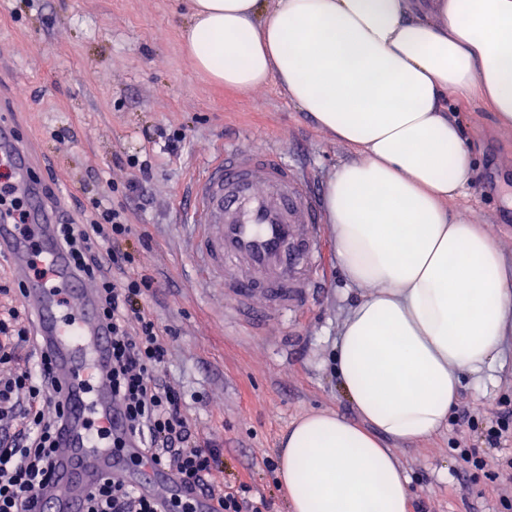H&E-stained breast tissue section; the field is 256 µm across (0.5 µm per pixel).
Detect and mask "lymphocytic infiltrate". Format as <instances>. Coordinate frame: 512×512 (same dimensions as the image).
Returning <instances> with one entry per match:
<instances>
[{"instance_id":"1","label":"lymphocytic infiltrate","mask_w":512,"mask_h":512,"mask_svg":"<svg viewBox=\"0 0 512 512\" xmlns=\"http://www.w3.org/2000/svg\"><path fill=\"white\" fill-rule=\"evenodd\" d=\"M138 172L125 187L110 184L119 200L90 198L86 222L64 218L59 236L77 273L94 283L101 317L112 333V393L124 406L127 428L112 445L124 448L137 440L147 461L171 472L187 492L160 500L107 476L89 493L86 512H195L199 498L211 501L212 512H272L251 484L228 491L214 482L220 453L198 443L184 412L185 394L165 378L169 349L142 303L153 280L125 271L135 261L123 248L132 233L126 201L147 199L151 163H139ZM33 342L25 310L0 309V512H23L25 501L46 482L62 416L52 401L48 358L20 354Z\"/></svg>"}]
</instances>
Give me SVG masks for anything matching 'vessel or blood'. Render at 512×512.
Returning <instances> with one entry per match:
<instances>
[{
	"instance_id": "b4317fda",
	"label": "vessel or blood",
	"mask_w": 512,
	"mask_h": 512,
	"mask_svg": "<svg viewBox=\"0 0 512 512\" xmlns=\"http://www.w3.org/2000/svg\"><path fill=\"white\" fill-rule=\"evenodd\" d=\"M42 161L14 120L0 116V172L26 196L27 228L0 212V258L24 286L22 302L36 319L40 347L51 355L50 381L61 386L65 422L58 434L48 482L28 503L29 512H84L88 492L102 477L129 479V461L142 458L137 445L120 450L100 444L97 432L125 430L120 403L109 382L112 338L97 314L93 289L71 272L57 234L60 221L46 182L35 173ZM190 222L196 228L195 258L224 285L225 315L239 317L253 300L265 316L253 328L305 305L316 294L315 267L323 231L316 199L276 149L236 146L207 165L191 189ZM46 260L52 282L35 278L34 259ZM151 496L179 494L168 472L145 481Z\"/></svg>"
}]
</instances>
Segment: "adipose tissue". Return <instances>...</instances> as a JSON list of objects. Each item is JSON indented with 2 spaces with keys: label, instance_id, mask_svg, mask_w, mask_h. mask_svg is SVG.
<instances>
[{
  "label": "adipose tissue",
  "instance_id": "adipose-tissue-1",
  "mask_svg": "<svg viewBox=\"0 0 512 512\" xmlns=\"http://www.w3.org/2000/svg\"><path fill=\"white\" fill-rule=\"evenodd\" d=\"M185 46L225 87L277 82L357 154L324 205L342 274L365 291L336 343L360 420L300 418L278 480L292 512H409L388 441L445 426L512 335V265L448 208L476 158L457 108L512 130V0H190Z\"/></svg>",
  "mask_w": 512,
  "mask_h": 512
}]
</instances>
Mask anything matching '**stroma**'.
Returning a JSON list of instances; mask_svg holds the SVG:
<instances>
[{
	"label": "stroma",
	"mask_w": 512,
	"mask_h": 512,
	"mask_svg": "<svg viewBox=\"0 0 512 512\" xmlns=\"http://www.w3.org/2000/svg\"><path fill=\"white\" fill-rule=\"evenodd\" d=\"M188 13L189 0H0V102L16 113L20 135L51 158L43 178L56 170L64 176L59 192L73 211L107 182H128V159L151 162L150 203L131 206L126 248L135 272L154 279L145 302L166 331L170 381L188 395L196 436L221 451L215 482H249L273 499L274 512H289L266 461L306 413L355 418L332 356L363 291L346 282L328 228L313 302L260 331L225 324L224 286L202 280L193 255L189 182L225 145L273 144L320 198L356 155L277 82L234 91L199 73L184 47ZM463 123L478 155L466 197L451 208L474 212L511 258L512 132L487 112L465 113ZM176 133L183 140L172 153L164 144ZM502 361L458 398L473 421L461 420L458 407L436 435L394 445L410 480V512H511L496 477L504 451L489 437L498 417L512 415L511 346ZM463 444L479 452L483 467L461 458Z\"/></svg>",
	"instance_id": "35a3bbf8"
}]
</instances>
